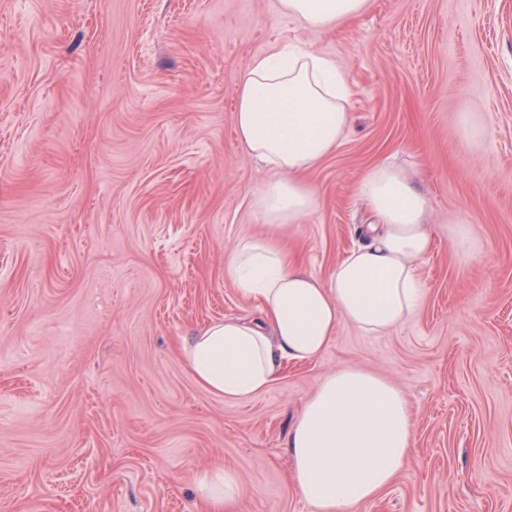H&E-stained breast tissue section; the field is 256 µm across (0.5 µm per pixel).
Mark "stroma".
<instances>
[{
	"mask_svg": "<svg viewBox=\"0 0 512 512\" xmlns=\"http://www.w3.org/2000/svg\"><path fill=\"white\" fill-rule=\"evenodd\" d=\"M287 44L336 62L353 122L307 173L318 205L286 255L326 277L369 220L361 177L414 167L428 291L396 329L340 324L230 400L179 344L256 314L224 257L265 233L269 172L234 111L244 70ZM452 219L479 254L455 252ZM349 368L395 382L415 417L409 465L356 512H512V0H371L334 30L279 0H0V512H194L216 465L239 512H312L288 430ZM448 238L462 258L472 257L478 250L474 228L461 221L448 223Z\"/></svg>",
	"mask_w": 512,
	"mask_h": 512,
	"instance_id": "1",
	"label": "stroma"
}]
</instances>
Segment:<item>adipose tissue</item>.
Listing matches in <instances>:
<instances>
[{"mask_svg": "<svg viewBox=\"0 0 512 512\" xmlns=\"http://www.w3.org/2000/svg\"><path fill=\"white\" fill-rule=\"evenodd\" d=\"M281 7L301 26L327 30L363 14L368 0H281ZM348 95L334 60L296 46L254 60L241 76L235 128L270 173L254 193L270 232L240 240L224 261L225 277L255 301L258 317L208 324L181 347L196 381L212 393L256 396L286 363L318 357L339 323L387 332L425 300L417 263L433 245L429 201L404 169L383 163L365 174L357 194L375 222L327 278L290 262L273 236L316 208L303 176L349 128ZM414 431L410 404L390 380L359 369L326 376L288 432L293 484L313 512H354L408 465ZM195 486L204 512H235L242 495L236 476L221 467L199 475Z\"/></svg>", "mask_w": 512, "mask_h": 512, "instance_id": "ef3b65f1", "label": "adipose tissue"}]
</instances>
